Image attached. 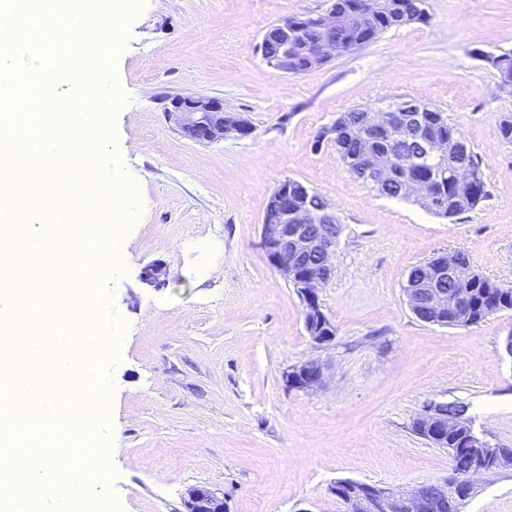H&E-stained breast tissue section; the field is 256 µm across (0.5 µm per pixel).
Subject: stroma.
<instances>
[{
  "instance_id": "35a3bbf8",
  "label": "stroma",
  "mask_w": 512,
  "mask_h": 512,
  "mask_svg": "<svg viewBox=\"0 0 512 512\" xmlns=\"http://www.w3.org/2000/svg\"><path fill=\"white\" fill-rule=\"evenodd\" d=\"M429 19L291 76L255 51L279 20L327 0H144L113 59L121 102L106 110L136 218L121 277L102 301L120 333L106 420L117 512H183L195 485L226 512H343L330 488L350 479L409 487L449 476L446 449L415 434L425 405L455 403L494 446L512 448V310L471 327L419 321L402 291L420 261L467 250L512 283V115L480 58L512 50V0H428ZM223 100L249 136L196 142L170 120L173 98ZM420 100L446 112L477 154L487 196L447 220L354 179L318 135L354 108ZM313 188L344 226L335 276L320 293L336 330L319 347L300 299L265 260L261 224L283 180ZM165 269L161 284L146 268ZM310 360L323 384L286 389ZM463 512H512V470L485 478Z\"/></svg>"
}]
</instances>
